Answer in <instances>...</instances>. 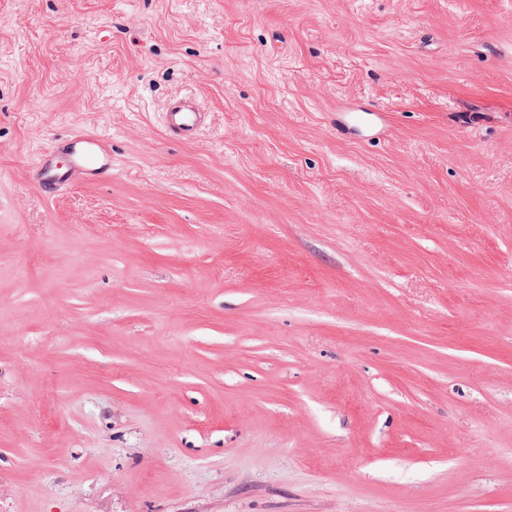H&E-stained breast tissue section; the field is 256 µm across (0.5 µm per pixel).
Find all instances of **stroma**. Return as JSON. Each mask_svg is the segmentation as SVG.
<instances>
[{"instance_id": "35a3bbf8", "label": "stroma", "mask_w": 512, "mask_h": 512, "mask_svg": "<svg viewBox=\"0 0 512 512\" xmlns=\"http://www.w3.org/2000/svg\"><path fill=\"white\" fill-rule=\"evenodd\" d=\"M0 512H512V0H0ZM206 121L207 113L193 99L173 100L164 113L168 134L182 142H193ZM37 166L40 179L55 187L75 180L94 182L112 177V149L97 136L76 134L42 151Z\"/></svg>"}]
</instances>
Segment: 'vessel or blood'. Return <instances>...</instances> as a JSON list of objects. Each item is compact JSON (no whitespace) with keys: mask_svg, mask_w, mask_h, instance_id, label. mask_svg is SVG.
<instances>
[{"mask_svg":"<svg viewBox=\"0 0 512 512\" xmlns=\"http://www.w3.org/2000/svg\"><path fill=\"white\" fill-rule=\"evenodd\" d=\"M207 121V114L191 99L173 100L165 114L168 134L180 141H194ZM41 180L63 186L73 181L94 182L112 174L110 145L90 134H77L53 142L40 154L37 162Z\"/></svg>","mask_w":512,"mask_h":512,"instance_id":"obj_1","label":"vessel or blood"}]
</instances>
